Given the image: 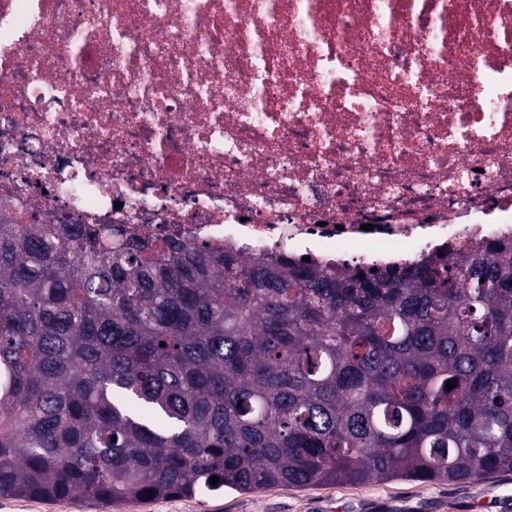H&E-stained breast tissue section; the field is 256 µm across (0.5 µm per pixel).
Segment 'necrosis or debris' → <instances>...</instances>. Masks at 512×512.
<instances>
[{
	"label": "necrosis or debris",
	"instance_id": "obj_1",
	"mask_svg": "<svg viewBox=\"0 0 512 512\" xmlns=\"http://www.w3.org/2000/svg\"><path fill=\"white\" fill-rule=\"evenodd\" d=\"M324 266L512 238V0H0V211Z\"/></svg>",
	"mask_w": 512,
	"mask_h": 512
}]
</instances>
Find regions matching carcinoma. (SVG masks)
Returning <instances> with one entry per match:
<instances>
[{
	"label": "carcinoma",
	"instance_id": "cac0c4a2",
	"mask_svg": "<svg viewBox=\"0 0 512 512\" xmlns=\"http://www.w3.org/2000/svg\"><path fill=\"white\" fill-rule=\"evenodd\" d=\"M506 471L512 246L330 268L0 218V497Z\"/></svg>",
	"mask_w": 512,
	"mask_h": 512
}]
</instances>
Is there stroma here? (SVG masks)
I'll return each mask as SVG.
<instances>
[{
    "label": "stroma",
    "mask_w": 512,
    "mask_h": 512,
    "mask_svg": "<svg viewBox=\"0 0 512 512\" xmlns=\"http://www.w3.org/2000/svg\"><path fill=\"white\" fill-rule=\"evenodd\" d=\"M0 512H512V473L466 483L395 480L227 491L149 504L0 497Z\"/></svg>",
    "instance_id": "1"
}]
</instances>
